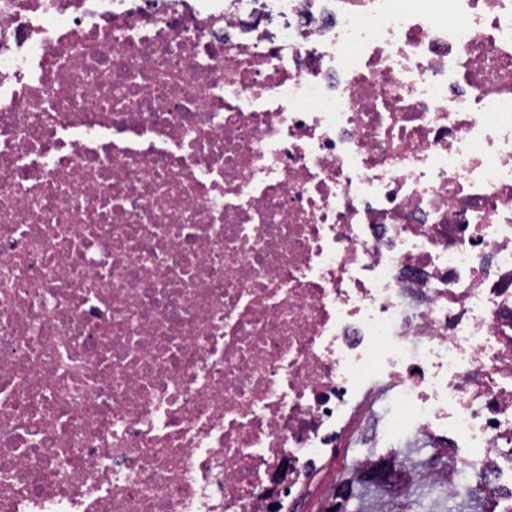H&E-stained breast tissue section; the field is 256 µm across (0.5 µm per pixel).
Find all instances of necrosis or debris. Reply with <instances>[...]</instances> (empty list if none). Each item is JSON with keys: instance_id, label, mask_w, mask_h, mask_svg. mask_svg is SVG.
Masks as SVG:
<instances>
[{"instance_id": "4bbe7bcc", "label": "necrosis or debris", "mask_w": 512, "mask_h": 512, "mask_svg": "<svg viewBox=\"0 0 512 512\" xmlns=\"http://www.w3.org/2000/svg\"><path fill=\"white\" fill-rule=\"evenodd\" d=\"M359 417L512 512V0H0V512H289Z\"/></svg>"}]
</instances>
